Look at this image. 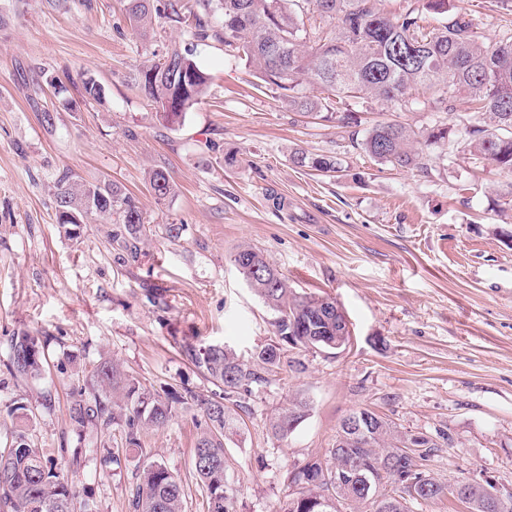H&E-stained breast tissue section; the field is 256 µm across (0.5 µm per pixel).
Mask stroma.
<instances>
[{
    "label": "stroma",
    "instance_id": "obj_1",
    "mask_svg": "<svg viewBox=\"0 0 512 512\" xmlns=\"http://www.w3.org/2000/svg\"><path fill=\"white\" fill-rule=\"evenodd\" d=\"M483 42L512 27V0H454ZM192 46L208 90L182 122L160 119L133 77L153 53ZM104 88L85 101V79ZM358 134L378 120L415 130L446 124L425 167L384 166L335 122L288 109L223 43L194 42L156 19L130 26L123 0H0V451L16 421L95 512H134L139 472L158 461L192 474L201 417L184 411L146 429L129 448L120 429L76 430L68 408L103 360L151 391L214 385L183 360V343L226 345L242 358L273 337L271 311L230 260L248 243L267 254L300 295L335 298L351 330L338 350L288 349L270 382L255 387L240 435L227 443L239 512H277L284 479L326 458L342 419L357 408L384 414L400 433L440 437L425 469L443 483L490 477L512 489V175L475 166L460 132L467 98L452 112L416 105L394 113L353 104ZM336 156L340 170L293 164L294 151ZM174 190L157 201L149 173ZM117 183L139 202L149 237L138 260L112 241L115 224L64 231L57 179ZM185 230L170 239L167 225ZM39 337L40 378H13L14 336ZM303 395L309 411L278 440L268 418Z\"/></svg>",
    "mask_w": 512,
    "mask_h": 512
}]
</instances>
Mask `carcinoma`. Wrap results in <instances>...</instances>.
Returning <instances> with one entry per match:
<instances>
[{
	"instance_id": "cac0c4a2",
	"label": "carcinoma",
	"mask_w": 512,
	"mask_h": 512,
	"mask_svg": "<svg viewBox=\"0 0 512 512\" xmlns=\"http://www.w3.org/2000/svg\"><path fill=\"white\" fill-rule=\"evenodd\" d=\"M383 0H124L131 26L146 30L154 17L190 29L199 41L216 39L228 55L254 68L279 100L304 115L329 118L340 112L342 126L358 125L345 108L346 100L370 96L394 110L416 102L435 112H449L460 93L470 101V120L461 136L476 164L486 161L512 173V33L494 43L479 41L473 19L451 7L450 0H426V8L448 14L447 21L432 28L419 23L416 9L392 15ZM144 95L156 104L168 123L180 122L206 93L209 76L191 50L165 47L137 73ZM306 84L316 85L326 96L303 93ZM448 138V128L416 131L399 121H378L367 130L360 146L381 164L412 171L423 167L425 149ZM294 164L322 173L336 172L338 159L326 154L296 152ZM56 196L57 224L74 214L86 221L113 220L123 233L113 235L132 259L141 253L140 243L149 227L136 199L113 183L85 184L65 175ZM154 195L164 199L173 191L169 174L155 169L149 175ZM254 294L273 311L277 346L263 345L251 359L243 360L232 349L210 345L197 349L182 346V354L211 380L224 395L201 396L191 390L163 395L141 385L115 362H102L85 380L69 408L73 427L89 425L123 428L126 444L140 446V433L162 428L181 409L197 411L203 418L193 455V479L206 497L207 512H237V500L229 487L226 440L238 433L242 399L268 381L279 367L287 348L314 349L321 337L334 338L340 330L351 335L348 320L336 312V301L326 297L299 296L288 279L264 253L239 245L231 256ZM43 370L39 338L28 333L12 340L10 373L35 379ZM309 403L297 396L287 399L269 418L276 439L292 432L291 424L306 416ZM21 425L12 435L9 449L0 454V506L7 512H71L75 493L71 483L48 464L29 439L26 426L33 419L22 402L11 409ZM378 425L368 436L336 434L328 459L310 460L286 474L294 482L304 477L311 487L301 496L285 500L279 512H413L447 495L457 497L467 512H512V493L492 499L485 488L475 486L465 497L438 483L413 458L399 454L402 439L394 424L377 415ZM334 473L340 486L337 505H323L322 486L315 481L323 470ZM379 479L393 487V494L378 502L359 488L362 476ZM429 486L417 498L404 479ZM187 483L164 464L151 462L139 474L133 499L134 512H185Z\"/></svg>"
}]
</instances>
